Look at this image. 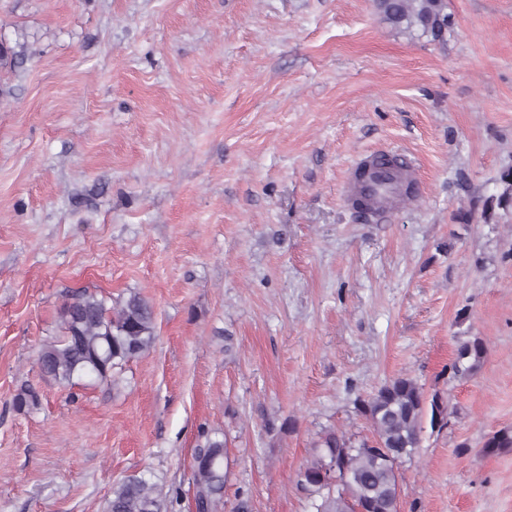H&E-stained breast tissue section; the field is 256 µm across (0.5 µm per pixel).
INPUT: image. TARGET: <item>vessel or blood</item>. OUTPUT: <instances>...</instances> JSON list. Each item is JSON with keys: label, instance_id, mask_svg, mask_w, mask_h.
<instances>
[{"label": "vessel or blood", "instance_id": "b4317fda", "mask_svg": "<svg viewBox=\"0 0 512 512\" xmlns=\"http://www.w3.org/2000/svg\"><path fill=\"white\" fill-rule=\"evenodd\" d=\"M423 180L418 163L406 152L383 148L358 154L342 186L345 206L383 222L398 204L419 199Z\"/></svg>", "mask_w": 512, "mask_h": 512}]
</instances>
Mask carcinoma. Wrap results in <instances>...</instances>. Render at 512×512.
I'll list each match as a JSON object with an SVG mask.
<instances>
[{"label": "carcinoma", "instance_id": "carcinoma-1", "mask_svg": "<svg viewBox=\"0 0 512 512\" xmlns=\"http://www.w3.org/2000/svg\"><path fill=\"white\" fill-rule=\"evenodd\" d=\"M382 20L416 26L432 41L445 42L450 25L447 0H376ZM498 203H512V167L500 173ZM63 335L39 353L41 370L62 384L90 375L102 383H115L112 371L120 364L147 353L155 340V316L149 301L132 293L109 308L96 294L79 292L61 309ZM487 356L484 339L475 336L459 342L451 364L465 378L482 367ZM39 393L24 387L14 407L24 411L39 403ZM367 419L372 441L357 440L343 432L326 431L313 442L298 475L314 482L309 488L315 512H354L366 498L374 512H398L399 470L384 460L387 452L404 460L419 448L424 421L446 425L448 405L437 393L427 396L409 376L381 385L374 394L356 400ZM484 452L512 448V428L490 434ZM197 512H214L224 490V442L209 440L198 450L192 472ZM166 497L142 478H129L112 489L108 512H166Z\"/></svg>", "mask_w": 512, "mask_h": 512}]
</instances>
